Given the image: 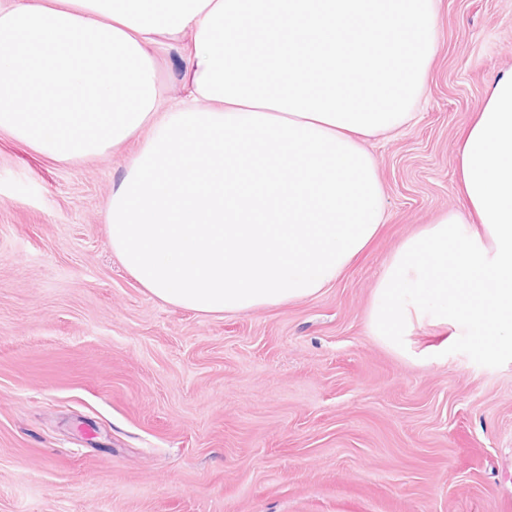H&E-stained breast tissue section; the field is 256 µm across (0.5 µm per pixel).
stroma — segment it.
<instances>
[{
    "label": "stroma",
    "mask_w": 512,
    "mask_h": 512,
    "mask_svg": "<svg viewBox=\"0 0 512 512\" xmlns=\"http://www.w3.org/2000/svg\"><path fill=\"white\" fill-rule=\"evenodd\" d=\"M405 126L368 138L380 233L330 287L203 315L153 298L105 207L136 143L58 163L0 132V512H512V353L371 336L399 243L463 208L458 138L512 72V0H439Z\"/></svg>",
    "instance_id": "35a3bbf8"
}]
</instances>
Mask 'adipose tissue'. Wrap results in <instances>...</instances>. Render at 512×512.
<instances>
[{"mask_svg":"<svg viewBox=\"0 0 512 512\" xmlns=\"http://www.w3.org/2000/svg\"><path fill=\"white\" fill-rule=\"evenodd\" d=\"M437 0H0V132L57 162L138 151L112 249L156 299L206 315L311 298L384 223L366 137L413 117ZM183 65L169 102L159 59ZM454 211L375 281L369 332L410 355L432 325L512 348V76L457 149Z\"/></svg>","mask_w":512,"mask_h":512,"instance_id":"1","label":"adipose tissue"}]
</instances>
